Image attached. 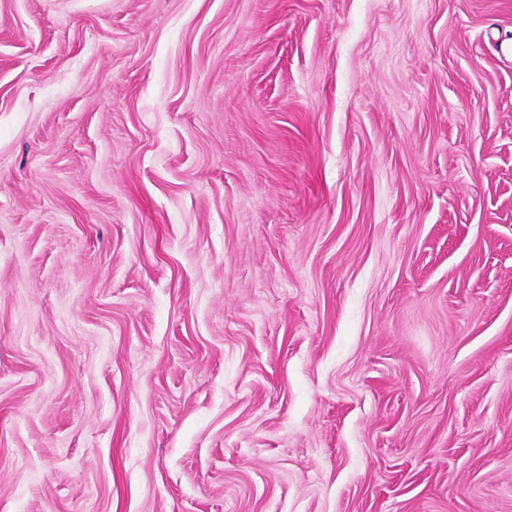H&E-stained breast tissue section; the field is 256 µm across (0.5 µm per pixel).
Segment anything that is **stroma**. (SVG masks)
Returning a JSON list of instances; mask_svg holds the SVG:
<instances>
[{
	"mask_svg": "<svg viewBox=\"0 0 512 512\" xmlns=\"http://www.w3.org/2000/svg\"><path fill=\"white\" fill-rule=\"evenodd\" d=\"M0 512H512V0H0Z\"/></svg>",
	"mask_w": 512,
	"mask_h": 512,
	"instance_id": "obj_1",
	"label": "stroma"
}]
</instances>
